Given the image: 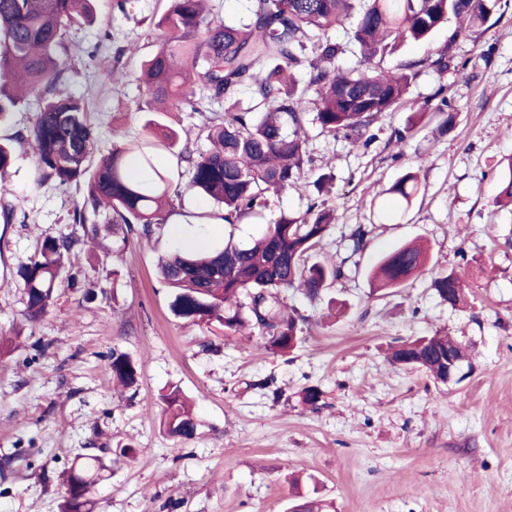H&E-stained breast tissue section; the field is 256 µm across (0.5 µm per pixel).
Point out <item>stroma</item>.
<instances>
[{
  "instance_id": "35a3bbf8",
  "label": "stroma",
  "mask_w": 512,
  "mask_h": 512,
  "mask_svg": "<svg viewBox=\"0 0 512 512\" xmlns=\"http://www.w3.org/2000/svg\"><path fill=\"white\" fill-rule=\"evenodd\" d=\"M166 0H97L95 21L64 34V91L85 96L95 155L147 140L151 124L187 131L192 149L208 147L214 113L183 107L153 112L137 80L154 49L149 31ZM456 20L424 43H407L382 66L448 57L454 70L422 68L404 102L377 115L368 146L307 124L311 164L305 193L288 189L238 224L248 242L284 213L311 202L336 220L311 253L341 268L319 298L291 288L281 295L299 315L298 343L266 349L260 329L228 338L216 322L176 317L171 293L155 276L174 250L168 224L211 222L215 206L187 191L172 153L155 155L172 181L166 226L151 237L100 233L90 244L73 223L82 188L34 181V155L15 144L0 201V512H61L73 460L98 455L111 469L99 480L91 512H287L297 496L323 512H512V205L496 203L497 173L512 158V0L469 35ZM121 72L99 84V70ZM448 100L455 129H438ZM408 130L404 142L396 134ZM419 176L411 208L389 188ZM368 228L362 245L352 234ZM73 237L81 260L66 267L65 289L39 321L25 315L20 267L45 238ZM420 241L424 273L399 288L376 289L366 271L384 253ZM456 271L467 302L453 308L431 286ZM445 332L467 349L458 380L392 364L397 342ZM138 368L136 385L112 382L113 353ZM176 386L195 403L189 441L161 426L159 393ZM318 387L317 405L303 402ZM133 446L135 456H115Z\"/></svg>"
}]
</instances>
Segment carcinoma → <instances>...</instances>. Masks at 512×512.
<instances>
[{
	"label": "carcinoma",
	"instance_id": "cac0c4a2",
	"mask_svg": "<svg viewBox=\"0 0 512 512\" xmlns=\"http://www.w3.org/2000/svg\"><path fill=\"white\" fill-rule=\"evenodd\" d=\"M94 0H0V125L22 98L38 105L26 132L0 139V174L12 164V142L30 145L35 181H55L85 188L73 222L85 225L88 213H108L107 223L122 224L145 236L163 223L172 205L170 181L159 171L147 146H115L93 161L95 131L83 99L55 92L62 72L58 48L64 28L93 17ZM500 0H248L244 16L224 20L209 16L206 0H167L152 30L155 51L141 64V84L153 112H171L202 101H232L242 88L253 92V106L226 112L208 126L209 148L198 154L189 145L178 152L187 165V189L217 207L214 217L229 227L266 204L271 190L297 188L307 152L305 115L323 132L341 134L350 144L368 145L364 130L406 95L419 67L440 72L452 66L441 53L428 62L408 61L389 72L374 59L393 54L407 41L425 42L439 23L450 18L486 23ZM344 29L349 43L333 38ZM359 49L358 67L342 72L339 59L348 44ZM454 70L465 76L466 63ZM151 135L156 145L173 150L179 135L162 125ZM137 168L145 178L132 180ZM388 192L410 206L419 192L417 175L408 172ZM333 210L313 202L303 213L283 214L247 245L228 235L222 247L201 252L177 251L159 257V278L171 289L170 308L177 317L217 321L229 337L248 326L266 331L265 347L288 353L298 339L296 317L280 301L283 289L298 288L315 299L340 269L308 262L310 252L334 223ZM76 241L48 238L20 270L25 314L42 319L64 287L65 263L79 259ZM426 251L403 244L380 257L370 277L383 288H397L420 273ZM439 297L458 307L465 302L463 281L455 272L432 282ZM465 355L455 338L436 333L403 341L391 361L437 376L442 357ZM112 378L124 387L136 383L138 370L124 354H112ZM163 426L181 440L196 435L197 420L177 389L160 394ZM102 464L97 456L78 458L67 477L63 512H87Z\"/></svg>",
	"mask_w": 512,
	"mask_h": 512
}]
</instances>
